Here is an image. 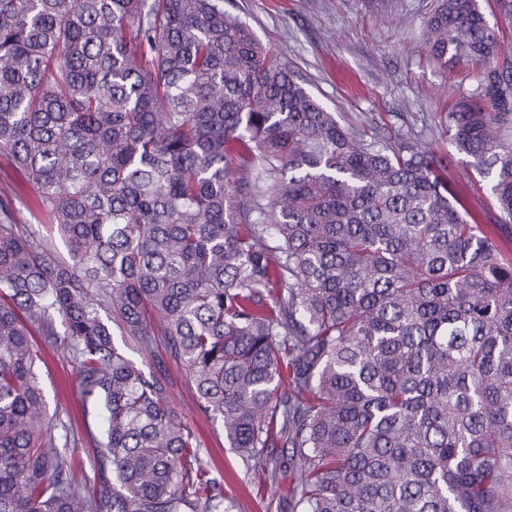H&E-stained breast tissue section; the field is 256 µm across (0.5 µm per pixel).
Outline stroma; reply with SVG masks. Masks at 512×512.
Instances as JSON below:
<instances>
[{
  "mask_svg": "<svg viewBox=\"0 0 512 512\" xmlns=\"http://www.w3.org/2000/svg\"><path fill=\"white\" fill-rule=\"evenodd\" d=\"M435 0H224L279 60L298 76L342 125L384 135L418 138L434 152L449 153L448 182L469 212L487 219L496 212L489 182L465 156L452 154L445 131L448 112L477 85L474 70L430 63L423 47L424 21ZM117 343L145 372L162 374L167 399L200 439L203 467L224 488L232 512H280L300 483V470L281 469L269 480L263 465L247 467L224 436L221 422L202 413L196 393L164 343L141 350L129 336ZM39 376L48 400L52 431L66 442L74 478L92 482L101 438L99 414L85 412L76 382L77 365L64 345L42 347Z\"/></svg>",
  "mask_w": 512,
  "mask_h": 512,
  "instance_id": "1",
  "label": "stroma"
}]
</instances>
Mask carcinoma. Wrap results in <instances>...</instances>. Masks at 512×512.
Here are the masks:
<instances>
[{
  "label": "carcinoma",
  "instance_id": "1",
  "mask_svg": "<svg viewBox=\"0 0 512 512\" xmlns=\"http://www.w3.org/2000/svg\"><path fill=\"white\" fill-rule=\"evenodd\" d=\"M424 37L479 72L448 126L486 223L448 157L340 125L224 0H0V512L233 508L114 326L163 337L244 465L292 449L288 512H512V66L478 0ZM35 333L105 415L90 488Z\"/></svg>",
  "mask_w": 512,
  "mask_h": 512
}]
</instances>
